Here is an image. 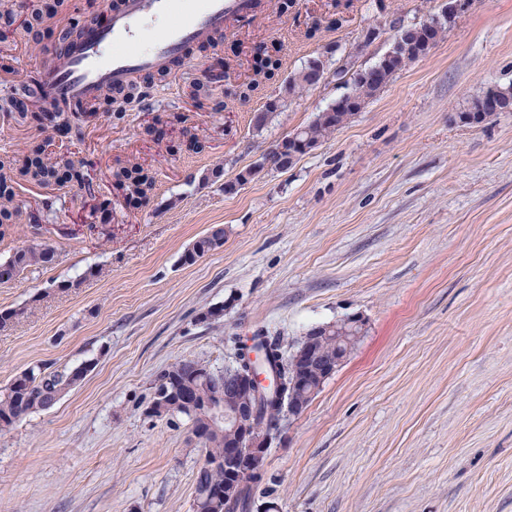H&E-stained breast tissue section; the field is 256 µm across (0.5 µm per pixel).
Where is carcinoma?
<instances>
[{
  "instance_id": "carcinoma-1",
  "label": "carcinoma",
  "mask_w": 512,
  "mask_h": 512,
  "mask_svg": "<svg viewBox=\"0 0 512 512\" xmlns=\"http://www.w3.org/2000/svg\"><path fill=\"white\" fill-rule=\"evenodd\" d=\"M430 49L419 45L418 39L406 44L396 65H378L376 78L366 80L354 77L349 97L360 107L376 98L393 79L396 73L409 64L425 56ZM324 66L320 57H313L280 85L276 96L269 97L263 110L256 116L255 129L261 131L268 120L273 117L286 101L316 85L320 69ZM354 113L332 106L317 113L314 119L298 129L296 138H285L276 144V152L263 158V161L242 170L229 181L224 182V192L235 193L238 188L259 174L265 165L286 170L295 164L300 156L316 148L335 131L344 127ZM116 182L127 180L145 199L156 187L154 173L141 166L117 171L113 175ZM74 184L82 189L91 190L82 171L66 155L54 159L42 157L37 153L26 155L10 168V172H0V240L10 235L14 224L22 215V207L17 202L18 189L26 185L46 187L50 183ZM224 228L214 227L209 233L198 238L184 254V262L193 264L209 252L223 246ZM56 260V249L48 243H35L16 250L8 259L0 261V278L17 281L24 272L31 269L47 268ZM254 347L264 354L271 371H278L279 354L283 352L282 340L278 336L257 333L253 336ZM90 365L81 364L75 368L65 367L61 370H47L43 365L26 369L16 375L7 387L0 389V432L11 430L14 425L31 413L44 411L54 406L64 395L75 388L89 371ZM221 377L208 364L196 359H181L170 365L155 380L154 395H162L164 410L156 417L171 419L184 416L191 422L192 434L203 448V459L195 476V495L193 505L200 512H251V499L254 489L249 482L231 503L224 501L220 493L224 492V467L212 466L216 459L224 457V430L213 431L206 419L192 415L184 408L179 391L185 385H192L202 393H207L217 386ZM277 393L260 396L258 425L271 433L279 429L281 411L276 404Z\"/></svg>"
}]
</instances>
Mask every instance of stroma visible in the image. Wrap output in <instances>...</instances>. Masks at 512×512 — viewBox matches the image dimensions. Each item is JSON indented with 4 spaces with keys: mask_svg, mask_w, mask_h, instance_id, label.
<instances>
[{
    "mask_svg": "<svg viewBox=\"0 0 512 512\" xmlns=\"http://www.w3.org/2000/svg\"><path fill=\"white\" fill-rule=\"evenodd\" d=\"M109 0H69L38 34L0 40V99L48 64L46 46ZM444 0H347L346 23L307 37L332 0H263L223 40L189 51L171 75L138 76L124 119L105 99L68 151L93 186L56 213L36 187L20 197L38 225L0 241V261L41 241L52 267L0 285V387L36 364L92 362L54 407L0 433V512H193L202 447L183 417L150 416L153 382L195 358L231 363L234 341L262 330L292 351L314 326L347 317L365 333L303 413L282 421L255 508L278 512H512V112L479 124L456 114L491 86H512V0H469L424 57L288 170L267 168L237 193L225 181L347 91L328 77L288 100L262 130L264 95L235 43L274 46L282 74L329 48L355 68L389 50L391 22L417 23ZM380 37L364 45L363 33ZM231 56L215 83L197 78ZM167 129L158 138V129ZM204 138L197 154L183 133ZM55 152L50 129L0 124V160ZM138 163L157 189L137 206L112 195V173ZM223 180L210 179L212 169ZM106 229H98L99 220ZM224 244L191 265L183 253L211 227ZM223 307L224 316L205 320Z\"/></svg>",
    "mask_w": 512,
    "mask_h": 512,
    "instance_id": "stroma-1",
    "label": "stroma"
}]
</instances>
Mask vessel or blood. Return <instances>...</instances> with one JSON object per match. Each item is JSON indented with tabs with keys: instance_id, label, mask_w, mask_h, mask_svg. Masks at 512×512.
I'll return each instance as SVG.
<instances>
[{
	"instance_id": "1",
	"label": "vessel or blood",
	"mask_w": 512,
	"mask_h": 512,
	"mask_svg": "<svg viewBox=\"0 0 512 512\" xmlns=\"http://www.w3.org/2000/svg\"><path fill=\"white\" fill-rule=\"evenodd\" d=\"M251 9L252 0H190L185 8L179 0H116L106 23L85 19L61 67L39 71V95L49 108L73 111L133 75L170 70L189 44L215 39L228 17Z\"/></svg>"
}]
</instances>
